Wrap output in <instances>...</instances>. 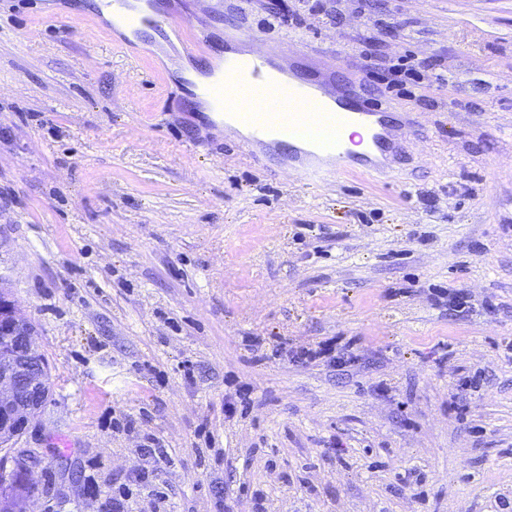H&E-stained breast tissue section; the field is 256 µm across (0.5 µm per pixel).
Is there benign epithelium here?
Here are the masks:
<instances>
[{
	"label": "benign epithelium",
	"instance_id": "7a95c632",
	"mask_svg": "<svg viewBox=\"0 0 512 512\" xmlns=\"http://www.w3.org/2000/svg\"><path fill=\"white\" fill-rule=\"evenodd\" d=\"M0 276V446L10 448L48 399L49 369L37 345L35 323L17 308Z\"/></svg>",
	"mask_w": 512,
	"mask_h": 512
}]
</instances>
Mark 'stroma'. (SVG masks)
Returning <instances> with one entry per match:
<instances>
[{
	"instance_id": "obj_1",
	"label": "stroma",
	"mask_w": 512,
	"mask_h": 512,
	"mask_svg": "<svg viewBox=\"0 0 512 512\" xmlns=\"http://www.w3.org/2000/svg\"><path fill=\"white\" fill-rule=\"evenodd\" d=\"M293 37L415 113L393 177L305 186L210 130L99 0H0V274L52 395L35 512H512V0H154ZM461 292L462 311L437 303ZM335 341L343 366L301 360ZM235 398L228 416L224 403ZM164 448L165 457L145 456Z\"/></svg>"
}]
</instances>
